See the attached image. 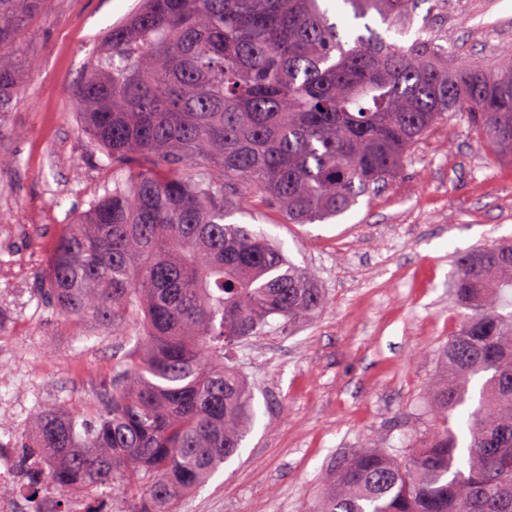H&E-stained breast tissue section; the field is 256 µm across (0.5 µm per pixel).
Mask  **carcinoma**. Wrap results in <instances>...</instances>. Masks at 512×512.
<instances>
[{
    "instance_id": "carcinoma-1",
    "label": "carcinoma",
    "mask_w": 512,
    "mask_h": 512,
    "mask_svg": "<svg viewBox=\"0 0 512 512\" xmlns=\"http://www.w3.org/2000/svg\"><path fill=\"white\" fill-rule=\"evenodd\" d=\"M342 2L388 24L414 4ZM42 3L0 0L1 52ZM436 39L423 25L404 45L345 41L320 0H141L102 33L73 95L110 176L63 225L35 298L137 340L88 405L34 407L14 467L36 512H74L117 477L118 512H172L239 452L254 410L224 349L325 297L269 235L226 219L334 218L450 118L512 161V46L492 68ZM16 87L0 68V127ZM453 296L425 393L435 427L400 456L357 450L308 512H512V241L460 256ZM46 468L62 496L47 505Z\"/></svg>"
}]
</instances>
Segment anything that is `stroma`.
Masks as SVG:
<instances>
[{"label":"stroma","mask_w":512,"mask_h":512,"mask_svg":"<svg viewBox=\"0 0 512 512\" xmlns=\"http://www.w3.org/2000/svg\"><path fill=\"white\" fill-rule=\"evenodd\" d=\"M137 0H44L15 52L36 66L18 74V99L0 133V454L30 429L35 404L93 400L136 342L95 323L37 307L30 288L47 269L63 224L88 209L108 173L73 117L70 88L93 39ZM414 26L430 22L462 58L491 60L512 45V0H417ZM277 237L309 272L327 304L293 326L224 354L251 386L255 421L225 462L179 512H308L338 465L370 444L403 453L430 424L423 395L438 352L458 323L454 260L512 238V161L466 123L433 129L397 178L343 215L288 224L279 213L235 215Z\"/></svg>","instance_id":"stroma-1"}]
</instances>
